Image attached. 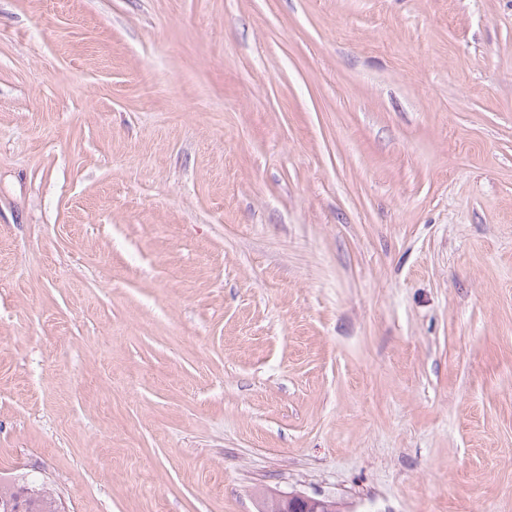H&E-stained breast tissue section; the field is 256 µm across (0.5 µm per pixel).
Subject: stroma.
I'll return each instance as SVG.
<instances>
[{
	"label": "stroma",
	"mask_w": 512,
	"mask_h": 512,
	"mask_svg": "<svg viewBox=\"0 0 512 512\" xmlns=\"http://www.w3.org/2000/svg\"><path fill=\"white\" fill-rule=\"evenodd\" d=\"M64 512H512V0H0V480ZM268 511L274 512H338L340 511L334 499L322 496H310L302 493L278 495Z\"/></svg>",
	"instance_id": "obj_1"
}]
</instances>
